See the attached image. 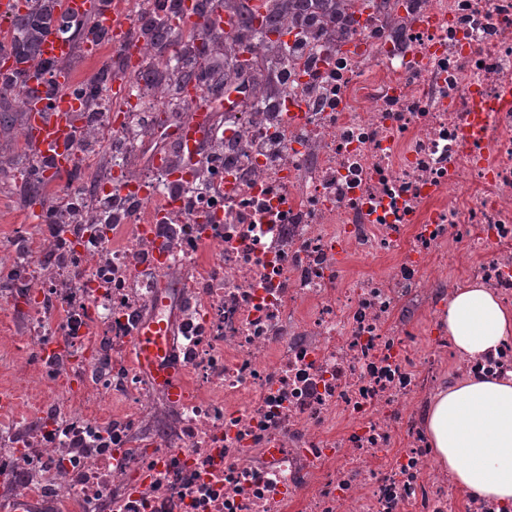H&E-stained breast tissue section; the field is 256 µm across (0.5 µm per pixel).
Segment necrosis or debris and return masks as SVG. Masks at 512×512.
Masks as SVG:
<instances>
[{
	"instance_id": "obj_1",
	"label": "necrosis or debris",
	"mask_w": 512,
	"mask_h": 512,
	"mask_svg": "<svg viewBox=\"0 0 512 512\" xmlns=\"http://www.w3.org/2000/svg\"><path fill=\"white\" fill-rule=\"evenodd\" d=\"M344 18L283 28L279 91L252 82L204 171L153 146L163 87L84 113L70 207L0 277L33 299L38 380L66 387L65 414L0 437V470L41 476L5 512H512L459 496L423 425L442 377L512 371V338L461 358L439 327L472 280L512 303V0ZM116 112L151 160L102 176L84 147L124 140ZM171 313L195 392L147 425L129 349Z\"/></svg>"
}]
</instances>
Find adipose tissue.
Instances as JSON below:
<instances>
[{"mask_svg": "<svg viewBox=\"0 0 512 512\" xmlns=\"http://www.w3.org/2000/svg\"><path fill=\"white\" fill-rule=\"evenodd\" d=\"M442 324L469 356L512 337V306L479 283L456 290ZM436 461L461 491L512 504V373L440 384L423 419Z\"/></svg>", "mask_w": 512, "mask_h": 512, "instance_id": "1", "label": "adipose tissue"}]
</instances>
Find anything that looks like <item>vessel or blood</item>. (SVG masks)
I'll use <instances>...</instances> for the list:
<instances>
[{"label":"vessel or blood","mask_w":512,"mask_h":512,"mask_svg":"<svg viewBox=\"0 0 512 512\" xmlns=\"http://www.w3.org/2000/svg\"><path fill=\"white\" fill-rule=\"evenodd\" d=\"M59 10L73 20L85 24L87 30L80 45L89 56H96L100 43L96 31H104L115 47L131 45L127 29L112 11L110 0H60ZM77 44L64 40L53 30H45L40 43L38 62L25 65L27 74L24 97L27 112L26 139L39 158L49 160L54 173L72 169L74 156L66 146L81 109L80 100L70 92L74 79L70 72L46 73L43 62L68 59ZM215 115L194 113L175 133L187 164H194L206 145ZM133 362L139 372L168 396L180 397L185 388V374L173 361L171 325L148 319L142 324L133 344Z\"/></svg>","instance_id":"b4317fda"}]
</instances>
